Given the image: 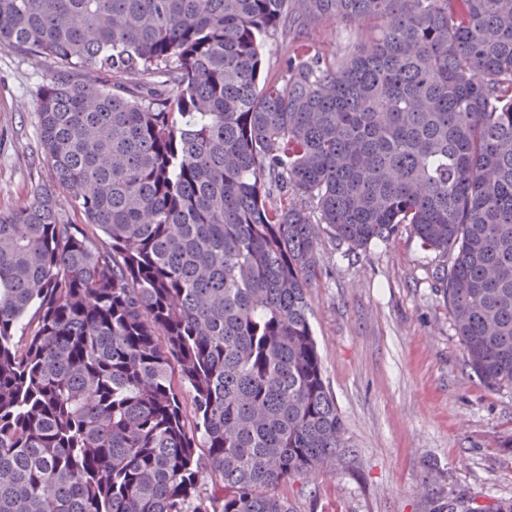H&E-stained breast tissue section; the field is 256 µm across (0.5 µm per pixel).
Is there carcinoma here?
<instances>
[{
	"instance_id": "cac0c4a2",
	"label": "carcinoma",
	"mask_w": 512,
	"mask_h": 512,
	"mask_svg": "<svg viewBox=\"0 0 512 512\" xmlns=\"http://www.w3.org/2000/svg\"><path fill=\"white\" fill-rule=\"evenodd\" d=\"M348 18L367 43L305 51ZM0 49L58 64L39 143L83 216L47 187L0 214V512H292L274 488L344 428L317 224L451 256L466 363L512 387V0H0ZM374 34L367 20L355 19L324 24L311 32L308 43L312 54H319L327 60H339L357 44ZM289 51L288 40L276 35L265 38L261 50L263 66L258 81L260 86L265 80H273L281 76Z\"/></svg>"
}]
</instances>
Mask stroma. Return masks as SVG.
<instances>
[{"instance_id": "35a3bbf8", "label": "stroma", "mask_w": 512, "mask_h": 512, "mask_svg": "<svg viewBox=\"0 0 512 512\" xmlns=\"http://www.w3.org/2000/svg\"><path fill=\"white\" fill-rule=\"evenodd\" d=\"M373 34L369 21L324 24L312 53L333 61ZM52 60L0 50V213L52 185L39 145L38 93ZM309 318L323 377L344 424L346 454L277 493L293 512H437L512 503V389L493 390L466 364L442 280L451 260L423 249L410 228L350 250L318 227Z\"/></svg>"}]
</instances>
